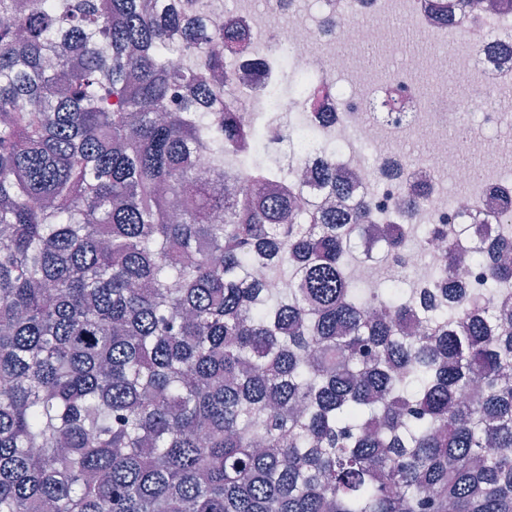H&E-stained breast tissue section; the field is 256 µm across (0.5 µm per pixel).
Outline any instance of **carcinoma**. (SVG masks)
I'll list each match as a JSON object with an SVG mask.
<instances>
[{
	"label": "carcinoma",
	"instance_id": "cac0c4a2",
	"mask_svg": "<svg viewBox=\"0 0 512 512\" xmlns=\"http://www.w3.org/2000/svg\"><path fill=\"white\" fill-rule=\"evenodd\" d=\"M206 8L0 0V512H512V224H427L421 286L355 288L427 183L368 246L332 160L226 192L248 37Z\"/></svg>",
	"mask_w": 512,
	"mask_h": 512
}]
</instances>
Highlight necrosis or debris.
Returning a JSON list of instances; mask_svg holds the SVG:
<instances>
[{
  "mask_svg": "<svg viewBox=\"0 0 512 512\" xmlns=\"http://www.w3.org/2000/svg\"><path fill=\"white\" fill-rule=\"evenodd\" d=\"M321 9L316 17L297 19L300 0H289L287 12L272 7H228L226 0H209V13L223 17L230 25L247 26L254 39L252 65L231 68L233 92L225 97L226 109L240 113L257 140L253 150L275 170L268 183L269 192H278L294 183L301 168H312L323 159L335 160L337 168L361 192L371 196L374 209L390 213L402 194L401 182L386 177L385 169L404 164L405 157L396 146L401 136L426 141L431 151L424 164L415 166L430 185L428 207L420 217L427 224H444L449 211L460 205L499 215L501 223L512 222L505 215L504 203L512 198V183L487 185L479 195H471L473 174L449 151L441 130L460 126V111L472 96H495L512 84V19L500 27L496 40L486 41L484 17L459 22L447 27L434 18L433 0H414L406 15L409 25L422 27L436 40L446 41L447 52L433 53L428 65L435 73L447 71L448 51L474 54L478 59L473 85L461 89L455 100L440 96L426 100L413 81L414 67L409 62L393 65L385 82L364 89L337 90L346 68L333 56L309 52L308 47L327 20L338 21L336 41L375 44L379 34L372 19L384 7L385 0H318ZM296 20L282 25L284 14ZM328 82L331 91L313 109L309 90L320 82ZM398 93L405 109L389 124L375 121L371 103L382 100L388 92ZM333 113L331 121H323L321 112ZM448 174L452 183L464 186L457 194L440 188L437 174Z\"/></svg>",
  "mask_w": 512,
  "mask_h": 512,
  "instance_id": "necrosis-or-debris-1",
  "label": "necrosis or debris"
}]
</instances>
